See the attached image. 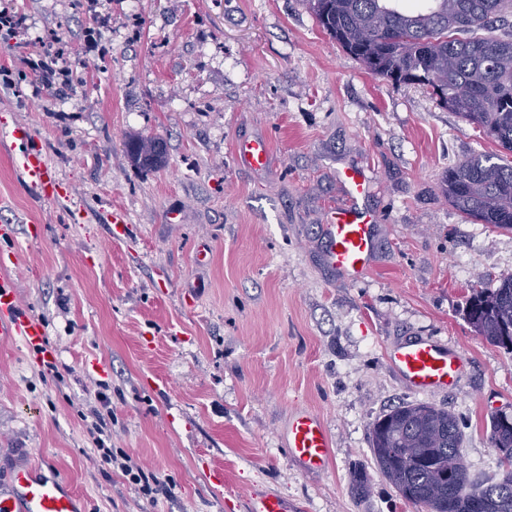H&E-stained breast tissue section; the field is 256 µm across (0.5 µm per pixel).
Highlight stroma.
Masks as SVG:
<instances>
[{"instance_id": "1", "label": "stroma", "mask_w": 512, "mask_h": 512, "mask_svg": "<svg viewBox=\"0 0 512 512\" xmlns=\"http://www.w3.org/2000/svg\"><path fill=\"white\" fill-rule=\"evenodd\" d=\"M13 7L30 49L53 34L67 43L72 83L0 86V261L54 355L0 343V480L31 461L82 512H245L263 491L291 512H423L381 476L364 498L350 486L352 468L372 464V423L402 402L452 410L470 475L498 479L490 417L512 415V353L464 307L472 287L512 276V231L472 223L441 192L449 166L497 143L426 88L367 70L304 0ZM18 124L63 199L21 178L7 138ZM135 136L162 139L164 162H132ZM255 137L271 146L264 171L235 155ZM347 167L367 177L360 204L376 224L357 282L328 266L322 233L349 202ZM426 336L467 365L454 387L417 394L386 350ZM299 408L330 435L322 471L288 454ZM93 409L111 415L107 447L174 496L149 502L94 460Z\"/></svg>"}]
</instances>
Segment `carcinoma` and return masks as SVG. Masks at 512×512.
Listing matches in <instances>:
<instances>
[{
	"instance_id": "cac0c4a2",
	"label": "carcinoma",
	"mask_w": 512,
	"mask_h": 512,
	"mask_svg": "<svg viewBox=\"0 0 512 512\" xmlns=\"http://www.w3.org/2000/svg\"><path fill=\"white\" fill-rule=\"evenodd\" d=\"M318 24L369 71L395 84H418L440 104L497 142L500 154L474 153L448 169L442 193L476 224L512 230V0H306ZM136 163L159 161L152 138L126 142ZM466 317L491 345L512 352V276L495 288L474 287ZM491 444L505 467L499 482L473 484L459 448L463 425L449 409L403 402L372 424L377 473L407 503L426 512H512V417L490 419ZM357 494L371 476L351 471Z\"/></svg>"
}]
</instances>
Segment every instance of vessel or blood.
<instances>
[{
  "instance_id": "b4317fda",
  "label": "vessel or blood",
  "mask_w": 512,
  "mask_h": 512,
  "mask_svg": "<svg viewBox=\"0 0 512 512\" xmlns=\"http://www.w3.org/2000/svg\"><path fill=\"white\" fill-rule=\"evenodd\" d=\"M27 127L16 126L10 133V148L18 168L30 186L44 197L60 193L42 155L27 150ZM238 158L255 170L266 169L271 161L267 140L254 138L237 146ZM329 266L357 281L364 277L373 250V226L359 208L333 211L324 227ZM21 339L40 345L44 342L42 323L20 308L11 281L0 278V341ZM387 357L397 371L419 394H429L454 386L465 364L464 356L432 339H417L392 347ZM289 454L304 468L323 469L332 455L331 441L320 417L307 409L295 411L288 423ZM0 512H79V498L61 482L41 476L38 468L20 464L0 485ZM247 512H288V504L274 492L251 497Z\"/></svg>"
}]
</instances>
